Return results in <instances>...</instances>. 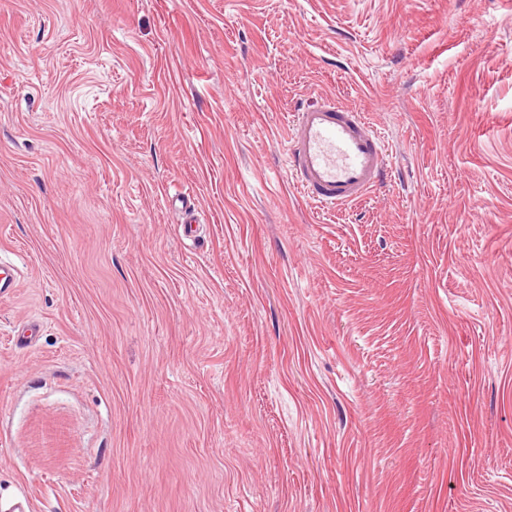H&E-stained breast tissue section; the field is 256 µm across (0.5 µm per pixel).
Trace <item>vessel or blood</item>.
<instances>
[{"label":"vessel or blood","mask_w":512,"mask_h":512,"mask_svg":"<svg viewBox=\"0 0 512 512\" xmlns=\"http://www.w3.org/2000/svg\"><path fill=\"white\" fill-rule=\"evenodd\" d=\"M285 153L294 186L322 205L362 200L390 173L387 146L365 115L328 97L295 113Z\"/></svg>","instance_id":"vessel-or-blood-1"}]
</instances>
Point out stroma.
Returning a JSON list of instances; mask_svg holds the SVG:
<instances>
[{
  "mask_svg": "<svg viewBox=\"0 0 512 512\" xmlns=\"http://www.w3.org/2000/svg\"><path fill=\"white\" fill-rule=\"evenodd\" d=\"M0 257V512H512V0H0ZM285 153L294 186L321 205L362 200L390 173L387 146L365 115L328 97L294 114Z\"/></svg>",
  "mask_w": 512,
  "mask_h": 512,
  "instance_id": "obj_1",
  "label": "stroma"
}]
</instances>
